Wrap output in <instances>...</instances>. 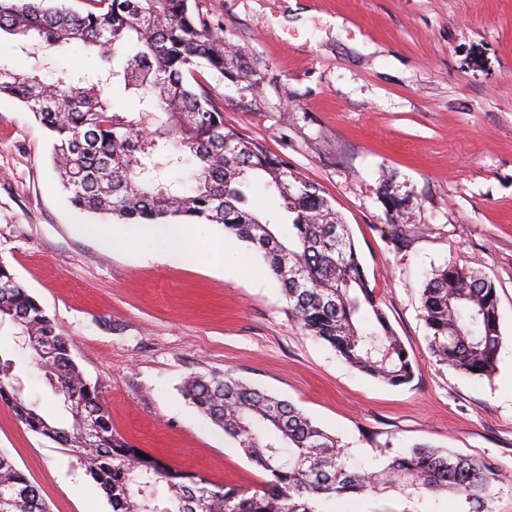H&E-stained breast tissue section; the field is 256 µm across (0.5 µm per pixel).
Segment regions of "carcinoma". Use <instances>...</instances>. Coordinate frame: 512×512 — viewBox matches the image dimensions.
<instances>
[{"instance_id":"obj_1","label":"carcinoma","mask_w":512,"mask_h":512,"mask_svg":"<svg viewBox=\"0 0 512 512\" xmlns=\"http://www.w3.org/2000/svg\"><path fill=\"white\" fill-rule=\"evenodd\" d=\"M78 11L50 0H0V33L36 59L30 71L0 62V95L26 106L52 137V161L75 208L121 224H219L259 253L309 336L364 374L387 385L408 384L414 365L370 288L356 246L331 202L315 184L258 142L224 126V112L199 76L238 66L224 32L194 0H86ZM77 43L101 61L97 70L53 83L49 50ZM138 100L116 112L114 89ZM197 161L194 185L180 191L167 177L184 157ZM261 179L279 210H253L249 190ZM381 197L395 235L404 237L401 202L384 180ZM430 353L470 377L495 371L502 343L495 285L481 272L450 263L421 290ZM50 348L40 359L49 380L94 418L87 443L81 425L44 417L12 386V362L0 359V402L27 429L83 458L112 512H332L329 504L357 493L398 490L422 498L452 494L468 512H491L500 484L487 461L426 443L389 456L376 470L353 469L339 441L294 404L230 374L195 375L184 393L266 474L257 490L214 486L173 469L112 432L98 386L71 355L68 339L0 261V321ZM166 485L161 501L157 486ZM0 512H48L38 489L0 454Z\"/></svg>"}]
</instances>
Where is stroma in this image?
Returning a JSON list of instances; mask_svg holds the SVG:
<instances>
[{
	"instance_id": "stroma-1",
	"label": "stroma",
	"mask_w": 512,
	"mask_h": 512,
	"mask_svg": "<svg viewBox=\"0 0 512 512\" xmlns=\"http://www.w3.org/2000/svg\"><path fill=\"white\" fill-rule=\"evenodd\" d=\"M247 74L208 75L224 124L318 185L348 225L376 298L415 364L391 387L301 330L263 259L193 224L191 252L159 237L114 243L121 225L69 204L50 144L22 103L0 96V260L71 343L114 432L216 485L262 487L256 469L182 392L194 373H232L301 409L372 469L429 443L490 462L512 512V0H199ZM389 177L412 233L399 240L379 193ZM202 250L219 251L211 265ZM497 289L503 336L481 379L436 363L420 289L448 262ZM23 395L72 418L34 352L0 326ZM0 452L50 512H111L83 460L0 403ZM441 495L388 491L335 512H466Z\"/></svg>"
}]
</instances>
